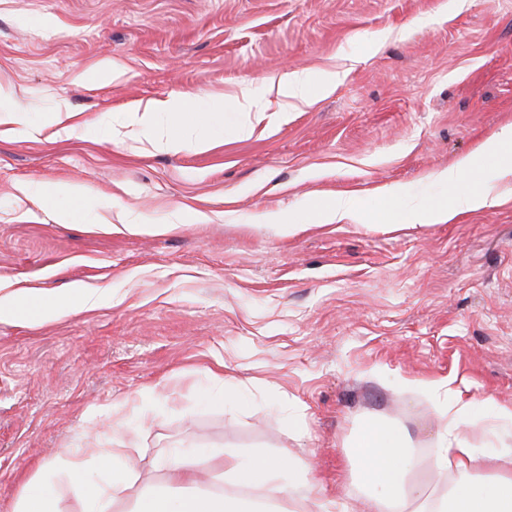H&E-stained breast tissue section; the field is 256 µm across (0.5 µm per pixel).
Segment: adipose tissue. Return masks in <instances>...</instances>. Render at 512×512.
<instances>
[{"label": "adipose tissue", "instance_id": "ef3b65f1", "mask_svg": "<svg viewBox=\"0 0 512 512\" xmlns=\"http://www.w3.org/2000/svg\"><path fill=\"white\" fill-rule=\"evenodd\" d=\"M340 77L288 72L279 79L275 93L280 111L293 103H315L333 89ZM149 118L138 119L141 136L166 152H178L188 142L189 127L202 128L195 140L200 151L215 146L219 131L206 127L204 118L211 109L190 98L179 97L153 104ZM493 158L494 175L512 173V128L501 129L472 155L459 159L437 173L439 181L455 184L467 173H479L486 158ZM488 180L451 202L415 205L397 198L392 190L383 194L385 216L406 224H438L451 220L461 210L476 211L489 201ZM107 296L106 290L80 292L76 296L47 295L39 291L22 294L20 301H0V318L17 315L20 304H27V319L37 323L48 317H62L96 308ZM439 431L436 453L431 464L436 473L452 472L447 491L438 495L413 480L414 459L408 438L397 426L371 422L365 425L354 443L355 454L363 465L366 512H512V465L499 457L477 456L470 447L463 426L471 424L469 404H439L436 407ZM148 405L118 421L112 430L113 447L97 452L103 477L89 479L88 467L79 448L62 449L66 480L73 492L78 512H118L127 500L134 499L133 512H265L279 507L293 487L304 488L316 512H335V501L322 496L317 484L308 479V470L290 465L287 457L272 459L263 455L242 458L204 448H175L159 462L165 481L156 490H138L142 479L139 440L153 424ZM218 475L232 484L262 491L263 499L244 500L206 489L208 477Z\"/></svg>", "mask_w": 512, "mask_h": 512}]
</instances>
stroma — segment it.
<instances>
[{"label": "stroma", "mask_w": 512, "mask_h": 512, "mask_svg": "<svg viewBox=\"0 0 512 512\" xmlns=\"http://www.w3.org/2000/svg\"><path fill=\"white\" fill-rule=\"evenodd\" d=\"M291 71L342 78L284 118L232 110ZM179 96L224 104L213 149L139 140L136 110ZM0 104L21 115L0 134V277L112 291L0 320V512L40 466L63 470L61 449L111 447L117 402L149 387L144 481L180 444L284 452L352 512L372 420L404 428L418 479L447 488L428 477L424 382L484 423L512 406V176L442 224L381 218L378 197L471 189L434 174L512 126V0H0ZM341 193L356 214L307 219ZM280 211L298 224L266 223ZM123 213L143 231L116 230Z\"/></svg>", "instance_id": "stroma-1"}]
</instances>
